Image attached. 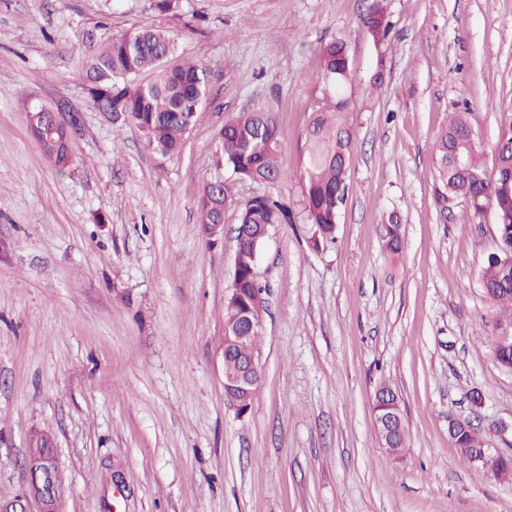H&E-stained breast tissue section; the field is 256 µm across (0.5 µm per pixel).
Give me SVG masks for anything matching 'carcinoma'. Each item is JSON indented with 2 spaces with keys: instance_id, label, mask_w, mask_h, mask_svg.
Listing matches in <instances>:
<instances>
[{
  "instance_id": "obj_1",
  "label": "carcinoma",
  "mask_w": 512,
  "mask_h": 512,
  "mask_svg": "<svg viewBox=\"0 0 512 512\" xmlns=\"http://www.w3.org/2000/svg\"><path fill=\"white\" fill-rule=\"evenodd\" d=\"M370 36L379 44L389 33L382 8L376 6L363 20ZM175 39L166 30H129L94 48L85 58L88 93L98 108L112 113L113 121L135 127L147 146L157 155L177 153L197 109L208 94L206 66L186 62L166 66L175 50ZM322 70L318 81L321 106L313 113L307 130V150L298 174L301 188L302 220L310 225V245L314 249L334 241L341 202L347 193V160L351 159L354 132L349 122L346 84L351 76L349 58L341 41L322 48ZM149 72L147 83L137 77ZM74 134L55 132L40 139L45 157L60 171L74 159ZM280 138L277 122L269 112H242L224 122L216 148V167L240 171L241 179L273 183L287 178L279 165ZM437 202L448 195L463 198L470 217H480L486 197L494 196V228L498 249L512 253V105L500 111L494 155V177L486 173L480 145L469 113L458 112L435 140ZM218 186L207 185L199 200L204 232L221 221L231 201L230 186L217 177ZM239 223L247 234L237 239L236 294L224 312V347L233 350L225 357L224 370L233 372L240 358L260 350L257 330L246 339L233 341V316L265 309L252 256L254 243L277 224H291L294 216L288 205L273 196H257L239 210ZM404 246L401 224L389 213L385 224V247L397 254ZM487 299L512 303V266L487 257L480 269Z\"/></svg>"
}]
</instances>
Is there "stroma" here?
Here are the masks:
<instances>
[{"label":"stroma","mask_w":512,"mask_h":512,"mask_svg":"<svg viewBox=\"0 0 512 512\" xmlns=\"http://www.w3.org/2000/svg\"><path fill=\"white\" fill-rule=\"evenodd\" d=\"M390 24L375 45L374 3ZM133 28L175 38L210 92L181 150L159 158L90 100V49ZM343 41L355 131L335 241L276 225L259 263L263 378L246 414L224 399V297L238 207L296 179L320 104L321 47ZM512 101V0H0V497L22 488L34 435L54 440L58 512H512V481L466 463L448 420L512 456V370L492 346L512 305L484 295L493 215L436 200L433 142L466 112L493 161ZM75 118L58 171L28 113ZM272 113L275 184L236 182L224 233L198 201L225 120ZM397 212L405 245L384 247ZM398 394L403 456L379 446L381 384ZM485 405L474 409L470 396Z\"/></svg>","instance_id":"stroma-1"}]
</instances>
